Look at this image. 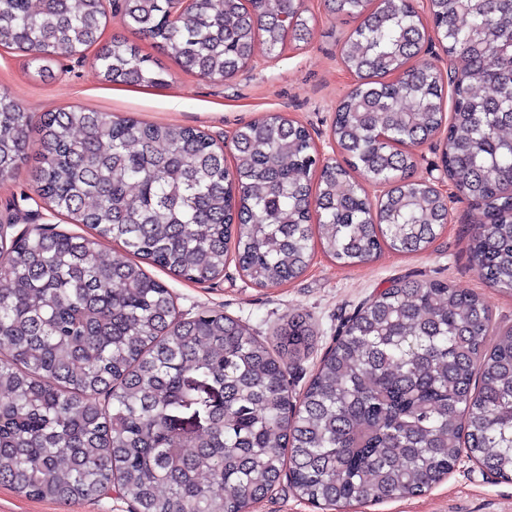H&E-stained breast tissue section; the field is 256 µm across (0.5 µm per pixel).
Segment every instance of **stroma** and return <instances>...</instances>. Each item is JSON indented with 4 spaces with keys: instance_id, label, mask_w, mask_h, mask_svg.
<instances>
[{
    "instance_id": "stroma-1",
    "label": "stroma",
    "mask_w": 512,
    "mask_h": 512,
    "mask_svg": "<svg viewBox=\"0 0 512 512\" xmlns=\"http://www.w3.org/2000/svg\"><path fill=\"white\" fill-rule=\"evenodd\" d=\"M304 16L311 35L288 40L278 56L257 44L249 65L235 76L210 81L183 70L158 43L144 38L129 23L123 8L109 10L97 46L83 60L63 58L52 76L40 78L28 53L0 46V92L9 93L32 118L61 108L78 106L97 112L134 116L171 126L194 127L224 145L225 159L234 155L233 136L262 115L281 112L304 125L323 158L343 162L331 137L340 102L356 78L344 66L341 48L357 25L356 19L329 15L323 0H305ZM139 47L166 71L161 86L116 85L102 80L97 55L112 39ZM32 164L14 177L0 180V222L23 229L47 224L59 231L83 232L50 207L37 203ZM483 213L466 196L449 202V218L427 250L404 254L384 250L372 261L345 266L315 251L305 272L288 282L252 285L228 259L223 277L195 284L171 276L158 267L150 274L170 289L179 315L190 318L204 309L241 320L264 338H271L282 318L309 315L315 329L312 355L290 371L294 396H301L338 330L362 303L394 280H441L478 295L493 315L494 327L512 326V294L489 287L477 274L469 241ZM0 512H130L127 502L104 497L64 504L18 494L0 484ZM334 512H512V482L498 480L480 465L461 461L447 478L417 496L379 504L335 507Z\"/></svg>"
}]
</instances>
